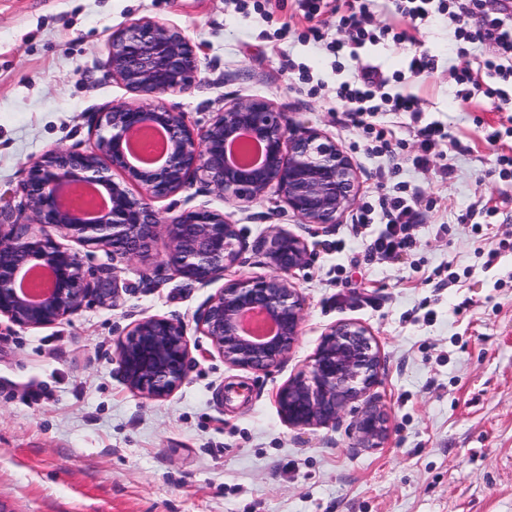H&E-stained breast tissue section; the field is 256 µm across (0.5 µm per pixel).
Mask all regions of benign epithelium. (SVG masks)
I'll use <instances>...</instances> for the list:
<instances>
[{"instance_id":"obj_1","label":"benign epithelium","mask_w":512,"mask_h":512,"mask_svg":"<svg viewBox=\"0 0 512 512\" xmlns=\"http://www.w3.org/2000/svg\"><path fill=\"white\" fill-rule=\"evenodd\" d=\"M108 67L112 78L135 95L112 104L95 123L96 150L55 149L30 162L23 184L25 211L0 209V318L23 329H40L76 314L92 297L116 288L87 280L79 256L36 227H55L66 237L112 256L133 261L165 238V264L175 275L208 286L240 262L249 244L223 212L197 208L164 221L152 201L189 188L199 179L226 202L250 204L276 189L288 209L315 234L327 233L356 198L352 159L321 131L288 121L269 101H235L195 130L162 97L184 92L199 80V59L186 33L149 18L112 32ZM160 127L168 139L162 161L141 166L130 156L138 131ZM246 137L262 148L254 166L232 158L229 146ZM118 171L116 179L112 172ZM96 186L107 204L87 218L67 209L62 191ZM137 186L135 195L131 187ZM269 273L244 277L211 295L196 320L224 362L254 371L282 363L300 335L305 300L291 277L311 257L308 243L282 228L258 244ZM50 270L49 288L29 299L20 283L33 268ZM247 314L270 322L275 332L254 336L241 328ZM120 371L127 386L151 400L169 397L186 379L192 352L179 321L147 316L117 343ZM380 354L369 330L341 322L324 334L309 370L277 394L279 413L295 428L333 424L346 406L365 397L377 380ZM362 448H375L388 432V417L366 401L353 423Z\"/></svg>"}]
</instances>
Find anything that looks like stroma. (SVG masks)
<instances>
[{
  "mask_svg": "<svg viewBox=\"0 0 512 512\" xmlns=\"http://www.w3.org/2000/svg\"><path fill=\"white\" fill-rule=\"evenodd\" d=\"M148 17L186 31L200 66L190 91L166 105L203 129L224 104L270 101L321 130L353 160L354 204L314 235L276 191L253 204L224 202L204 183L154 200L171 219L206 207L237 224L250 248L223 281L266 274L254 246L278 226L312 252L292 281L306 299L297 344L278 366H232L196 329L216 285L174 275L166 243L129 262L56 228L86 277L116 281V297L90 300L69 319L22 329L0 319V512H512V134L481 93L461 99L455 70L496 54L492 43L460 53L454 24L431 20L414 41L390 36L333 54L309 40L294 0H0V209L18 213L28 163L58 148L94 150L95 121L133 95L107 65L110 38ZM433 69L413 74L414 55ZM376 68L374 109L400 156L392 165L336 100L361 66ZM395 95L420 112H392ZM436 122L445 139L422 149L415 127ZM426 155L427 168L415 160ZM415 192L413 249L381 254L383 224H359L383 197ZM499 213L468 215L485 199ZM184 323L193 361L164 400L125 384L116 342L140 319ZM355 321L381 350L372 399L390 416L386 440L358 447L349 404L335 424L298 429L278 411L280 387L305 372L325 331Z\"/></svg>",
  "mask_w": 512,
  "mask_h": 512,
  "instance_id": "1",
  "label": "stroma"
}]
</instances>
